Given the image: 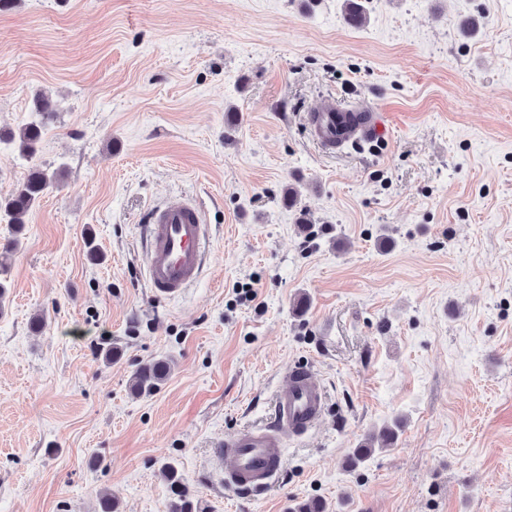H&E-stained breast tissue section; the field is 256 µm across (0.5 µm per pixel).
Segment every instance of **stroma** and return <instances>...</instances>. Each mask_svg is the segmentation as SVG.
<instances>
[{
  "label": "stroma",
  "mask_w": 512,
  "mask_h": 512,
  "mask_svg": "<svg viewBox=\"0 0 512 512\" xmlns=\"http://www.w3.org/2000/svg\"><path fill=\"white\" fill-rule=\"evenodd\" d=\"M363 4L358 28L344 0L0 9V128L44 91L37 161L68 166L10 260L0 512H95L102 491L167 512V463L204 512H512V0ZM327 99L376 105L384 140L322 152L303 117ZM181 199L212 241L162 301L143 218ZM157 359L168 378L132 394ZM294 362L322 424L270 490H225L216 443L265 421ZM396 419V445L349 466ZM169 374L166 360L158 359L140 366L130 381V390L135 394L150 393L161 385Z\"/></svg>",
  "instance_id": "35a3bbf8"
}]
</instances>
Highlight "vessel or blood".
Segmentation results:
<instances>
[{"instance_id": "1", "label": "vessel or blood", "mask_w": 512, "mask_h": 512, "mask_svg": "<svg viewBox=\"0 0 512 512\" xmlns=\"http://www.w3.org/2000/svg\"><path fill=\"white\" fill-rule=\"evenodd\" d=\"M350 109L367 115L352 131L354 142L384 138L386 129L377 107L356 102ZM335 117L336 104L332 101L320 104L308 115L313 139L329 154L337 150L330 129ZM145 230L148 285L155 298L175 297L199 279L210 227L196 202L181 200L153 207L146 216ZM283 378L266 422L224 437L218 453L224 461V486L230 491L263 493L283 470L287 442L308 435L324 419L326 393L313 367L290 364Z\"/></svg>"}]
</instances>
